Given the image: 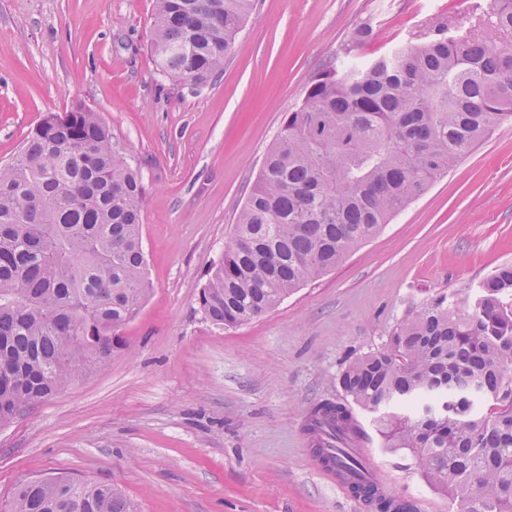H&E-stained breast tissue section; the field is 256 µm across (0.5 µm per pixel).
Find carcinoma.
I'll use <instances>...</instances> for the list:
<instances>
[{"instance_id": "1", "label": "carcinoma", "mask_w": 512, "mask_h": 512, "mask_svg": "<svg viewBox=\"0 0 512 512\" xmlns=\"http://www.w3.org/2000/svg\"><path fill=\"white\" fill-rule=\"evenodd\" d=\"M253 0H156V69L195 92L221 71ZM512 122V0L468 30L439 21L362 67L317 73L267 150L199 297L218 327L248 323L340 265L498 126ZM145 188L99 113L50 112L0 165V426L124 347L120 330L150 283ZM349 400L308 417L314 451L364 435L409 451L456 512H512V265L478 286L470 310L439 299L352 361ZM351 492L374 512L407 500ZM5 512H138L112 485L49 477Z\"/></svg>"}]
</instances>
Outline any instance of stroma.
<instances>
[{
	"label": "stroma",
	"instance_id": "stroma-1",
	"mask_svg": "<svg viewBox=\"0 0 512 512\" xmlns=\"http://www.w3.org/2000/svg\"><path fill=\"white\" fill-rule=\"evenodd\" d=\"M492 0H255L224 68L190 92L156 71L155 0H0V163L49 112H99L145 187L151 290L104 368L0 428V505L25 482L113 484L140 512H370L313 466L317 404L422 306L467 311L512 264V124L336 269L219 328L198 297L287 112L341 50L360 65ZM371 26L362 43L358 30ZM415 512H453L406 450L366 447Z\"/></svg>",
	"mask_w": 512,
	"mask_h": 512
}]
</instances>
